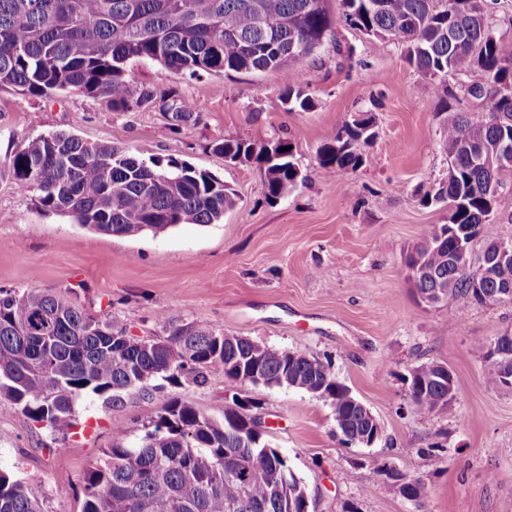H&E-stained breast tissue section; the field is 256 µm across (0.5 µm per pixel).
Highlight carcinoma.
Listing matches in <instances>:
<instances>
[{
    "label": "carcinoma",
    "instance_id": "cac0c4a2",
    "mask_svg": "<svg viewBox=\"0 0 512 512\" xmlns=\"http://www.w3.org/2000/svg\"><path fill=\"white\" fill-rule=\"evenodd\" d=\"M0 0V87L34 98L67 89L108 99L115 109L131 104L159 109L180 121L201 120V105L174 90L133 85L130 66L156 61L174 73L226 74L278 71L288 111L315 107L307 92L304 61L323 47L337 20L326 0ZM346 24L368 34L392 36L406 60L437 96L453 94L463 74V95L478 102L448 118V173L425 191L427 204L448 205V223L437 224L406 255L409 269H426L416 282L426 294L450 289L460 316L481 303L468 274L488 261L459 263L450 225L479 227L491 221L500 192L512 187V51L493 29L486 0H341ZM375 137L372 118L343 122L317 150L320 166L353 172L361 147ZM292 142L226 139L212 144L241 164L256 165L266 198L277 201L303 181ZM16 186L48 210L90 230L121 237L164 232L178 224H213L236 206V194L211 173L175 159L145 162L109 144H91L53 131L26 139L11 159ZM512 284V264L493 268L482 282L489 294ZM164 337L133 336L126 326L89 312L77 300L40 290L0 288V411H19L67 438L83 396L117 403L161 379L202 384L219 365L225 393L236 396L241 376L257 368L267 388L319 391L336 427L350 444L372 431L371 417L330 366H315L298 353L226 336L212 325L165 322ZM490 388L505 386L512 349L496 356L476 346ZM411 411L429 420L439 404L451 405L446 365L428 363L410 382ZM133 446L117 435L104 457L83 474L81 512H301L305 487L287 459L266 438L249 409L224 408L217 420L178 396L143 423ZM0 512H43L37 491L0 471Z\"/></svg>",
    "mask_w": 512,
    "mask_h": 512
}]
</instances>
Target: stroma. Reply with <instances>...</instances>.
Masks as SVG:
<instances>
[{"instance_id": "obj_1", "label": "stroma", "mask_w": 512, "mask_h": 512, "mask_svg": "<svg viewBox=\"0 0 512 512\" xmlns=\"http://www.w3.org/2000/svg\"><path fill=\"white\" fill-rule=\"evenodd\" d=\"M343 55H336L335 46ZM403 45L346 24L304 63L315 106L287 111L275 71L189 76L152 61L132 64L138 85L176 89L203 108L198 124L172 128L155 108L113 109L73 90L37 99L0 88V288L63 294L76 288L94 313L135 336H159L163 320L215 326L329 364L378 421L371 446L348 444L324 399L285 388L243 394L263 414L273 447L305 487L309 512H512V387L485 385L478 344L512 333V303L473 305L458 315L445 300L424 303L407 278L404 255L447 208L421 196L448 169L449 112L404 59ZM371 113L377 137L364 162L344 173L321 167L318 148L352 114ZM64 131L121 147L136 158H173L234 189L235 209L213 224H182L135 238L95 232L44 209L9 171L20 141ZM288 138L304 181L269 202L256 167L225 162L212 142ZM512 242V188L498 198L474 253ZM446 364L456 381L448 410L420 420L407 402L410 368ZM179 396L214 418L224 415L222 370L204 384L130 395L114 405L87 397L78 407L92 428L65 441L18 411L0 413V467L34 487L44 512H79L83 473L117 433L133 441L144 419ZM388 465L423 480L419 502L372 473Z\"/></svg>"}]
</instances>
